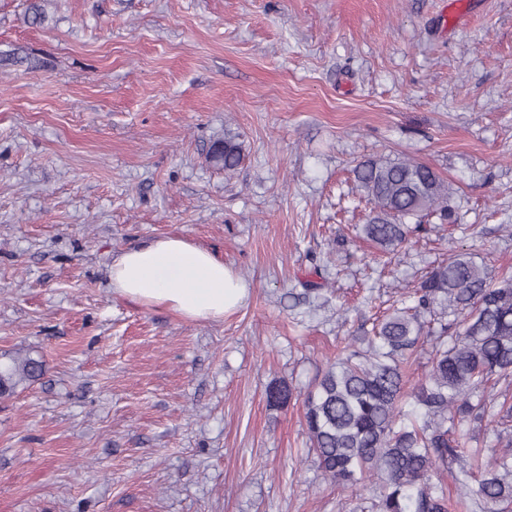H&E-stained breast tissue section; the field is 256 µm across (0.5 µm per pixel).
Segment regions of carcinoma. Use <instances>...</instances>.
Instances as JSON below:
<instances>
[{"instance_id":"obj_1","label":"carcinoma","mask_w":512,"mask_h":512,"mask_svg":"<svg viewBox=\"0 0 512 512\" xmlns=\"http://www.w3.org/2000/svg\"><path fill=\"white\" fill-rule=\"evenodd\" d=\"M242 143L225 134L209 161L234 172ZM357 189L371 204L364 236L386 252L406 240L407 217L448 213V184L415 159L371 158L354 168ZM457 314L453 333L440 326L431 369L406 389L404 363L423 338L421 315L436 308ZM40 360L17 354L0 362V400L37 381ZM512 375V276L489 279L464 254L439 265L417 290L416 312L394 309L378 324L366 350L328 364L302 399L310 449L331 484L356 493L378 480L376 512H512V441L470 448L468 424L490 415L511 418L512 403L487 400L480 386ZM298 399L286 381L272 382L269 406Z\"/></svg>"}]
</instances>
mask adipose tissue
Returning <instances> with one entry per match:
<instances>
[{
  "instance_id": "ef3b65f1",
  "label": "adipose tissue",
  "mask_w": 512,
  "mask_h": 512,
  "mask_svg": "<svg viewBox=\"0 0 512 512\" xmlns=\"http://www.w3.org/2000/svg\"><path fill=\"white\" fill-rule=\"evenodd\" d=\"M114 296L163 306L189 321L223 320L242 305L247 288L222 259L177 236L123 250L109 270Z\"/></svg>"
}]
</instances>
